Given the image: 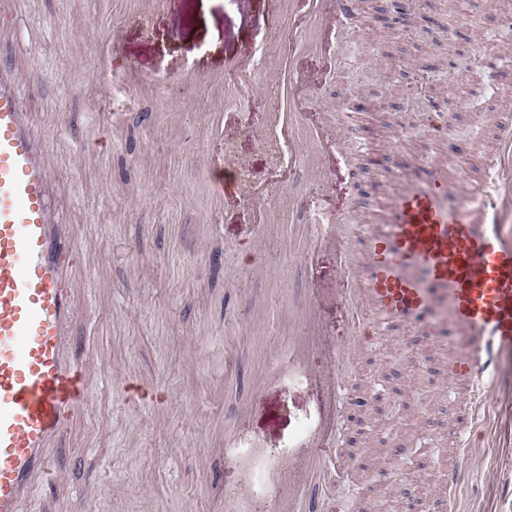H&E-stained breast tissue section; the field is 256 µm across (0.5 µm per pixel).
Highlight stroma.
Here are the masks:
<instances>
[{
  "instance_id": "1",
  "label": "stroma",
  "mask_w": 512,
  "mask_h": 512,
  "mask_svg": "<svg viewBox=\"0 0 512 512\" xmlns=\"http://www.w3.org/2000/svg\"><path fill=\"white\" fill-rule=\"evenodd\" d=\"M0 52L32 59L24 95L54 146L52 204L82 232L73 354L108 378L66 429L55 470L68 512H266L277 466L340 458L306 487L316 512H422L448 451L445 337L393 328L353 353L334 411L318 354L288 367L316 311L327 345L353 328L335 250L312 245L317 206L357 227L377 200L439 168L467 182L482 168L498 112H512L473 51L495 39L512 57V0H360L356 31L337 28L329 69L302 126L332 123L348 161L313 176L287 142L264 140L274 82L224 92L237 60L272 63L306 24L268 0H8ZM85 146L73 167L67 145ZM234 175L239 188L215 198ZM483 398L489 417L459 460V512H512V364ZM331 429L335 447L314 441ZM421 449L411 481L394 456Z\"/></svg>"
}]
</instances>
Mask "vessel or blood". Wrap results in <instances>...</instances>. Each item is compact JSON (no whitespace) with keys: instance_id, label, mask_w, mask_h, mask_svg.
<instances>
[{"instance_id":"vessel-or-blood-1","label":"vessel or blood","mask_w":512,"mask_h":512,"mask_svg":"<svg viewBox=\"0 0 512 512\" xmlns=\"http://www.w3.org/2000/svg\"><path fill=\"white\" fill-rule=\"evenodd\" d=\"M308 29L298 51H316L334 23L357 27L356 0H305ZM0 54V512H23L51 475L70 419L87 405L91 367L70 352L79 318L71 272L75 235L55 223L49 188L48 139L32 131L23 89L39 82ZM281 104L270 135L304 140L316 173L345 161L334 138L300 130L298 115L315 100L298 95L309 72L281 62ZM495 151L475 185L458 191L442 174L395 192L384 224L365 228L361 262H353L334 225L313 213L316 242L336 245L349 286L344 294L356 339L376 338L388 322L436 333L451 326L462 341L448 376L465 393L448 405L447 494L425 512H457L465 435L477 423L481 378L512 360V114L500 113Z\"/></svg>"}]
</instances>
